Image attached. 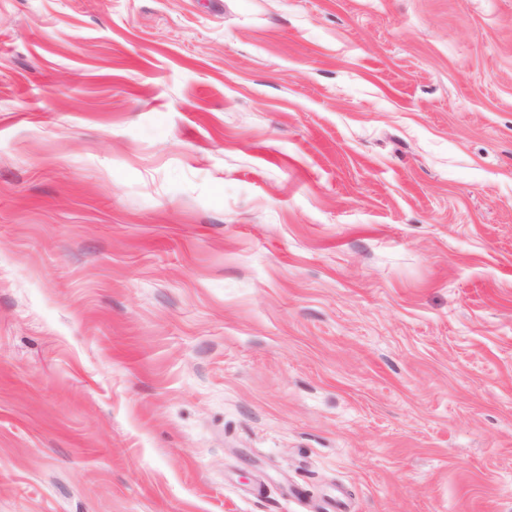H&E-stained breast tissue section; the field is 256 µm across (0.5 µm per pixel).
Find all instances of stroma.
<instances>
[{
  "mask_svg": "<svg viewBox=\"0 0 512 512\" xmlns=\"http://www.w3.org/2000/svg\"><path fill=\"white\" fill-rule=\"evenodd\" d=\"M0 512H512V0H0Z\"/></svg>",
  "mask_w": 512,
  "mask_h": 512,
  "instance_id": "35a3bbf8",
  "label": "stroma"
}]
</instances>
